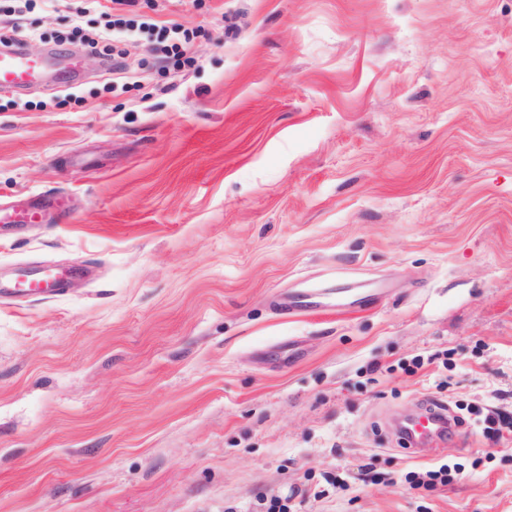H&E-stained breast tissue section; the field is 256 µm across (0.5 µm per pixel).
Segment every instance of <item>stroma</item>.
<instances>
[{"instance_id":"35a3bbf8","label":"stroma","mask_w":512,"mask_h":512,"mask_svg":"<svg viewBox=\"0 0 512 512\" xmlns=\"http://www.w3.org/2000/svg\"><path fill=\"white\" fill-rule=\"evenodd\" d=\"M111 0L20 24L41 55ZM81 79L0 92V512H512V0H139ZM331 289L333 312L285 313ZM367 292L354 312L343 302ZM462 422L398 449L424 404ZM448 464V484L408 472ZM144 30L156 33V42L161 46V50L164 53L167 54L171 52L177 54L179 51L177 44H169L171 30L167 27L164 26L157 28L155 24L147 22H141L137 25L133 20H108L99 31L91 34H84L82 36V40L89 52L96 53L99 50L100 44L106 43L111 39L112 41L120 38L132 40L139 32ZM42 221V210L38 207L31 209L9 211L0 209V223L5 226L21 229L28 224H39ZM79 274V268L67 270L43 268L23 271L17 275L11 285L1 288H12L16 292L25 293L26 296H52L63 291L68 281Z\"/></svg>"}]
</instances>
